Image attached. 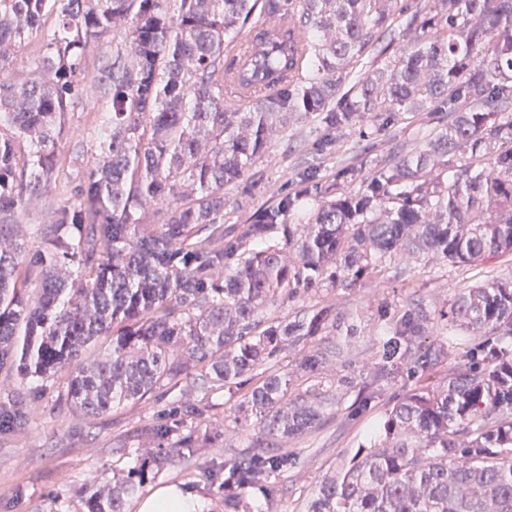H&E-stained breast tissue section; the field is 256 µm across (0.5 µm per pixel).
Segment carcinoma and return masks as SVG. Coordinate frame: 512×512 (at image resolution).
Returning <instances> with one entry per match:
<instances>
[{
  "label": "carcinoma",
  "mask_w": 512,
  "mask_h": 512,
  "mask_svg": "<svg viewBox=\"0 0 512 512\" xmlns=\"http://www.w3.org/2000/svg\"><path fill=\"white\" fill-rule=\"evenodd\" d=\"M404 10V0H0V370L24 380L67 369L61 405L89 418L195 368L211 389H246L240 409L258 433L216 488L224 512H242L238 494L288 465L278 440L315 429L334 400L317 384L292 394L270 364L336 319L321 309L268 324V302L325 280L351 288L405 250L463 264L512 251V0H433L385 66L351 79L365 53L390 50ZM257 13L278 26L237 41ZM48 19L16 73L26 36ZM106 42L97 137L69 147L80 175L58 202V146L82 105L87 53ZM262 84L273 92L255 94ZM435 102L448 108L444 128L308 223H293L302 189L224 231V186L278 130ZM461 146L468 160L450 171ZM35 206L48 222L29 253L20 227ZM272 234L283 246L260 248ZM379 318L388 339L375 383L448 357L424 344L433 319L494 337L464 346L466 371L397 399L385 439L323 479L305 512H512V281L464 290L435 318L418 306ZM101 336L111 348L86 357ZM326 360L310 350L301 369L313 378ZM29 416L19 394L0 402V430ZM147 477L139 466L88 481L82 512H125Z\"/></svg>",
  "instance_id": "1"
}]
</instances>
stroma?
I'll use <instances>...</instances> for the list:
<instances>
[{
    "label": "stroma",
    "mask_w": 512,
    "mask_h": 512,
    "mask_svg": "<svg viewBox=\"0 0 512 512\" xmlns=\"http://www.w3.org/2000/svg\"><path fill=\"white\" fill-rule=\"evenodd\" d=\"M444 123L439 112L411 114L369 112L356 114L348 126L326 129L310 119L290 125L274 135L268 148L238 182L225 187L224 224H246L278 198L302 186L337 193L357 192L389 157L420 147ZM512 280V253L467 265L434 254L403 255L386 269L355 287L335 288L325 283L294 299L268 304V321L292 320L300 312L329 310L338 322L335 334L312 337L306 348H291L280 358L294 393L308 388L299 363L306 349L342 347L340 356L328 358L318 379L336 390L324 409L320 425L312 432L288 440V465L267 474L277 491L266 501L259 490L244 499L246 512H301L302 504L328 476L335 474L359 448L373 445V431L382 423L396 396L410 383L396 379L385 385L371 406L359 410L357 398L369 379L385 327L380 309H404L421 304L428 313L444 309L464 289L495 281ZM68 381L59 371L50 381L30 378L24 399L32 409L30 424L0 433V512H81L78 488L86 481L126 473L147 461V449L171 451L179 439L191 438L196 448L175 462L150 473L146 482L126 500V512H137L139 499L158 486L175 484L201 500L204 512H224V500L211 490L212 475L225 467L253 442V429L236 420L239 396L213 391L197 376L162 387L149 399L123 404L95 418L59 409L58 398ZM190 402L199 407L186 416L176 435L157 440L148 427L160 424L169 410Z\"/></svg>",
    "instance_id": "35a3bbf8"
}]
</instances>
